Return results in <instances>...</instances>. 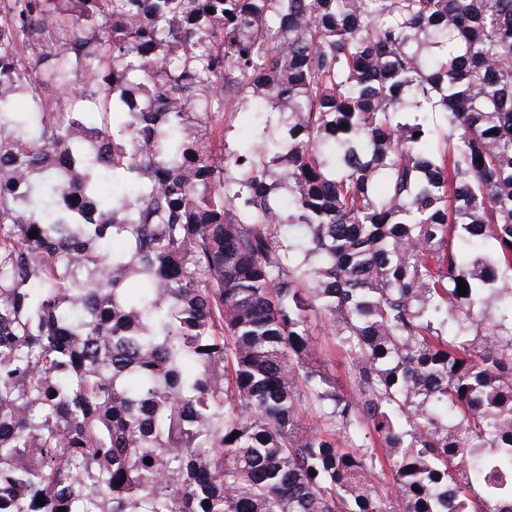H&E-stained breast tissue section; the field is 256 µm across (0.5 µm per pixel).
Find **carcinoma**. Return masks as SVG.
Instances as JSON below:
<instances>
[{
	"mask_svg": "<svg viewBox=\"0 0 512 512\" xmlns=\"http://www.w3.org/2000/svg\"><path fill=\"white\" fill-rule=\"evenodd\" d=\"M61 507L512 512V0H0V512ZM283 118L280 112H265L260 116L256 114H235L231 115L230 112L224 113V127L226 132V145L229 151L234 149L235 146L241 142L247 141L252 138L257 129L262 127L267 121L270 126H277ZM316 336L318 337L319 346L323 348V353L317 355L318 362L324 360V363H321V369L336 383V387L339 390L343 392L349 391L348 367L345 360L334 350L327 330H317Z\"/></svg>",
	"mask_w": 512,
	"mask_h": 512,
	"instance_id": "carcinoma-1",
	"label": "carcinoma"
}]
</instances>
